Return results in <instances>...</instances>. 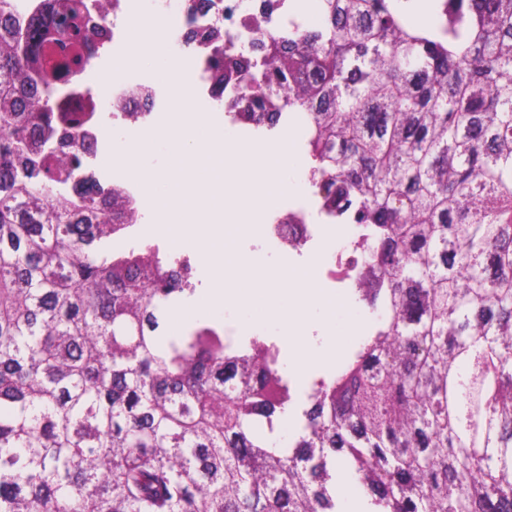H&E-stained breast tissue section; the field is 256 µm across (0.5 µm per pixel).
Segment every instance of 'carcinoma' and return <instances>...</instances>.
I'll use <instances>...</instances> for the list:
<instances>
[{"mask_svg": "<svg viewBox=\"0 0 512 512\" xmlns=\"http://www.w3.org/2000/svg\"><path fill=\"white\" fill-rule=\"evenodd\" d=\"M318 0L321 24L233 71L245 115L309 114L319 203L355 224L345 280L383 314L314 382L299 430L277 344L164 323L191 288L83 181L80 125L49 124L62 62L0 0V512H336L342 471L369 512H512V0ZM44 101L34 114L28 104Z\"/></svg>", "mask_w": 512, "mask_h": 512, "instance_id": "cac0c4a2", "label": "carcinoma"}]
</instances>
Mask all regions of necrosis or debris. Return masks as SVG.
<instances>
[{
  "mask_svg": "<svg viewBox=\"0 0 512 512\" xmlns=\"http://www.w3.org/2000/svg\"><path fill=\"white\" fill-rule=\"evenodd\" d=\"M13 15L21 25L59 27L70 15L69 0H11ZM100 0H82L78 18L89 32V45L103 52L125 50L127 35L135 27L157 31L166 41L176 77L187 78L189 68L201 69L203 82L193 83L196 99L221 107L237 116L240 90L214 72V60L258 66L261 55L253 47V18H260L272 31L284 32L294 19L296 0H155L151 11H142L139 0H111L110 12H102ZM175 79L164 76L138 77L128 69H115L106 62L74 72L61 81L55 97V116L81 119L85 138L80 150L87 182L86 190H121L134 209L144 204L145 181L114 169L104 177L97 157L104 148L101 123L104 116L137 133L152 125L159 109L174 92ZM318 203L289 210L267 212L264 237L286 252L295 246L309 248L323 231Z\"/></svg>",
  "mask_w": 512,
  "mask_h": 512,
  "instance_id": "1",
  "label": "necrosis or debris"
}]
</instances>
